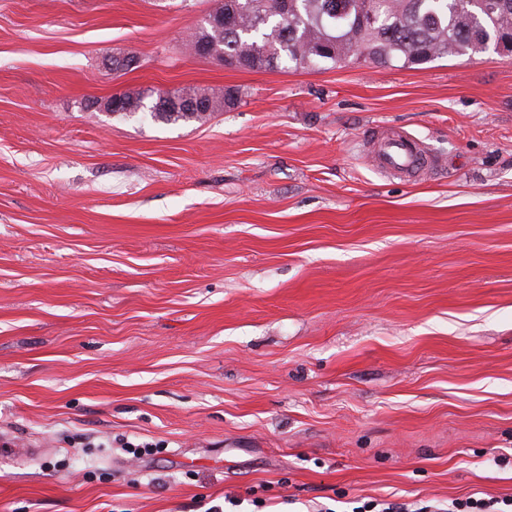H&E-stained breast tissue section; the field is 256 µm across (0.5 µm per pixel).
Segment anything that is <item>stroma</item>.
<instances>
[{
    "label": "stroma",
    "instance_id": "1",
    "mask_svg": "<svg viewBox=\"0 0 512 512\" xmlns=\"http://www.w3.org/2000/svg\"><path fill=\"white\" fill-rule=\"evenodd\" d=\"M214 7L0 0V512L512 496V55L233 69ZM185 86L242 100L102 108ZM181 94L182 107L177 112H155L162 109H168L172 106H178L180 103L178 93L170 90L169 92H160L155 105L150 108L154 112L140 109V98L136 95H121L112 97L103 103V109L112 114L131 116L138 113L149 114L154 121L178 122V121H203L213 112H223L234 109L240 102L239 92L235 90H225L223 93H215L207 89L183 87L178 90ZM117 100L118 109L115 107L112 99ZM211 104V110L205 109L204 102ZM196 103L195 107H189V104ZM202 106V108H200ZM373 165L382 172L397 176L424 174L435 166L415 141L396 133L371 135Z\"/></svg>",
    "mask_w": 512,
    "mask_h": 512
}]
</instances>
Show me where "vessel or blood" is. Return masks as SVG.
I'll list each match as a JSON object with an SVG mask.
<instances>
[{"instance_id":"1","label":"vessel or blood","mask_w":512,"mask_h":512,"mask_svg":"<svg viewBox=\"0 0 512 512\" xmlns=\"http://www.w3.org/2000/svg\"><path fill=\"white\" fill-rule=\"evenodd\" d=\"M371 159L380 171L397 176L424 174L435 166L415 141L396 133L373 137Z\"/></svg>"}]
</instances>
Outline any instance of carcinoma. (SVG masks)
<instances>
[{
	"label": "carcinoma",
	"mask_w": 512,
	"mask_h": 512,
	"mask_svg": "<svg viewBox=\"0 0 512 512\" xmlns=\"http://www.w3.org/2000/svg\"><path fill=\"white\" fill-rule=\"evenodd\" d=\"M191 37L224 56V65L266 71L336 65V57H362L374 66L420 65L448 56L512 54V0H227L224 24L212 22ZM176 112H151L155 121H202L229 111L239 92L179 89ZM114 113H146L136 95L116 97Z\"/></svg>",
	"instance_id": "cac0c4a2"
}]
</instances>
